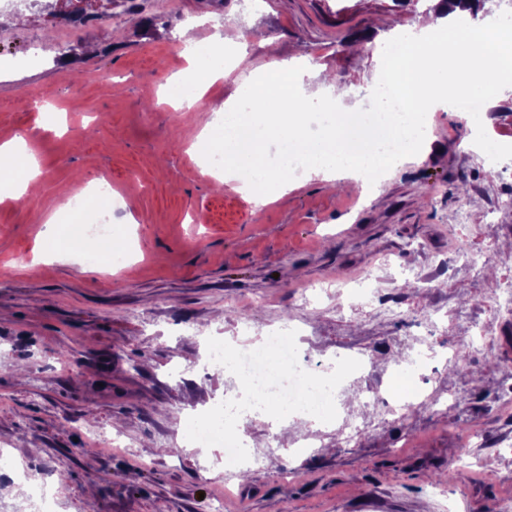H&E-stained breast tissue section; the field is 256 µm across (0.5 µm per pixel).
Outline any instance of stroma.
Here are the masks:
<instances>
[{
    "label": "stroma",
    "instance_id": "obj_1",
    "mask_svg": "<svg viewBox=\"0 0 512 512\" xmlns=\"http://www.w3.org/2000/svg\"><path fill=\"white\" fill-rule=\"evenodd\" d=\"M97 22L60 39L71 0H39L0 38V141L23 137L40 170L37 192L0 194V452L58 484L57 512H512V358L501 334L512 312L488 287L512 286V196L485 162L512 147V92L491 111L440 112L429 142L388 170L375 193L333 192L314 176L262 209L206 172L195 142L265 63L303 58V81L329 78L360 94L382 77L374 47L432 0H86ZM238 15L243 61L190 111L163 99L186 66V38L210 43ZM480 124L483 149L467 147ZM107 182L112 220L132 245L122 265L46 253L62 203ZM483 264L473 267V256ZM448 264L428 285L419 275ZM372 275L375 300L340 291ZM397 295L407 312L378 302ZM291 322L323 362L354 353L384 386L412 347L431 357L424 405L362 416L357 438L337 419L289 421L277 441L269 416L237 427L263 456L224 494V451L185 450L183 417L242 386L203 372L207 342ZM468 356L449 366L448 354ZM112 432L89 446L85 429ZM316 431L318 447L294 453ZM453 471L449 481L437 473Z\"/></svg>",
    "mask_w": 512,
    "mask_h": 512
}]
</instances>
